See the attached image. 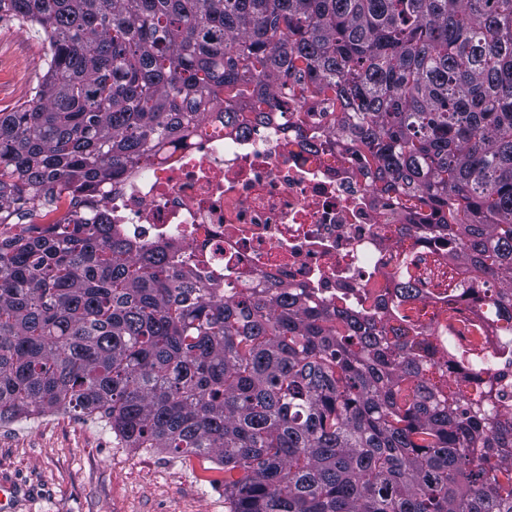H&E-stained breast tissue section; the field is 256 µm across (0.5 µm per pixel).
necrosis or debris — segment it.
<instances>
[{
	"instance_id": "necrosis-or-debris-1",
	"label": "necrosis or debris",
	"mask_w": 512,
	"mask_h": 512,
	"mask_svg": "<svg viewBox=\"0 0 512 512\" xmlns=\"http://www.w3.org/2000/svg\"><path fill=\"white\" fill-rule=\"evenodd\" d=\"M97 196L139 247L193 253L236 292L270 277L330 307L386 287L421 246L387 220L349 156L305 146L287 114L239 132L209 116L187 147L129 167Z\"/></svg>"
}]
</instances>
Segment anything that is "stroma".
Masks as SVG:
<instances>
[{
  "instance_id": "1",
  "label": "stroma",
  "mask_w": 512,
  "mask_h": 512,
  "mask_svg": "<svg viewBox=\"0 0 512 512\" xmlns=\"http://www.w3.org/2000/svg\"><path fill=\"white\" fill-rule=\"evenodd\" d=\"M45 51L0 22V113L29 99ZM203 477L200 460L122 447L74 412L0 423V482L19 489L15 512H228L223 484Z\"/></svg>"
}]
</instances>
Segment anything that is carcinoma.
<instances>
[{
  "label": "carcinoma",
  "instance_id": "carcinoma-1",
  "mask_svg": "<svg viewBox=\"0 0 512 512\" xmlns=\"http://www.w3.org/2000/svg\"><path fill=\"white\" fill-rule=\"evenodd\" d=\"M0 20L48 44L0 113L1 422L70 410L215 459L229 512H512L506 384L425 342L421 274L356 307L223 295L87 216L212 112L239 131L242 106L297 105L305 141L464 268L445 292L508 323L512 365V0H0Z\"/></svg>",
  "mask_w": 512,
  "mask_h": 512
}]
</instances>
